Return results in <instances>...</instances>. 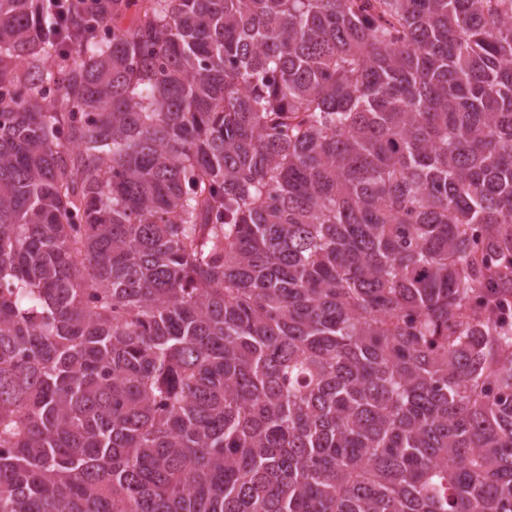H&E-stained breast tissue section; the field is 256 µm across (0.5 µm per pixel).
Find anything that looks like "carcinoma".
Listing matches in <instances>:
<instances>
[{
	"mask_svg": "<svg viewBox=\"0 0 512 512\" xmlns=\"http://www.w3.org/2000/svg\"><path fill=\"white\" fill-rule=\"evenodd\" d=\"M98 2L0 0V512H512V0Z\"/></svg>",
	"mask_w": 512,
	"mask_h": 512,
	"instance_id": "obj_1",
	"label": "carcinoma"
}]
</instances>
